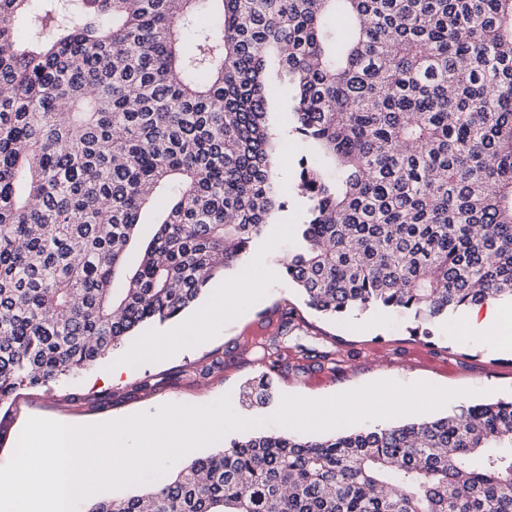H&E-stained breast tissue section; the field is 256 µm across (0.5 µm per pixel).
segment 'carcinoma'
Here are the masks:
<instances>
[{
  "label": "carcinoma",
  "mask_w": 512,
  "mask_h": 512,
  "mask_svg": "<svg viewBox=\"0 0 512 512\" xmlns=\"http://www.w3.org/2000/svg\"><path fill=\"white\" fill-rule=\"evenodd\" d=\"M277 84L314 148L282 267L309 307L430 337L512 304V0H0V421L267 234ZM89 512H512V398L248 431Z\"/></svg>",
  "instance_id": "carcinoma-1"
}]
</instances>
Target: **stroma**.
<instances>
[{
    "label": "stroma",
    "instance_id": "stroma-1",
    "mask_svg": "<svg viewBox=\"0 0 512 512\" xmlns=\"http://www.w3.org/2000/svg\"><path fill=\"white\" fill-rule=\"evenodd\" d=\"M271 97L268 122L276 134L284 206L275 211L267 237L243 255L240 266L216 275L200 295L195 307L208 311L207 324L185 341L165 339L166 325L145 327L97 366L21 395L0 444V465L10 460L32 417L86 423L153 412L166 403L197 405L205 394L213 400L237 396L246 381L265 370L262 345L280 339L288 354L272 373L278 395L325 398L393 380L483 390L491 400L512 397V353L471 331L466 317L439 325L428 339L412 335L410 319L392 311L328 318L307 308L298 290L277 273L278 255L292 250L293 227L305 217L306 204L294 180L297 161L308 148L291 131L288 87L272 88ZM228 279L243 281L255 299L240 309L220 310ZM289 311L295 314V328L285 337L281 326ZM121 360L127 363L121 378L103 381L112 363Z\"/></svg>",
    "mask_w": 512,
    "mask_h": 512
}]
</instances>
